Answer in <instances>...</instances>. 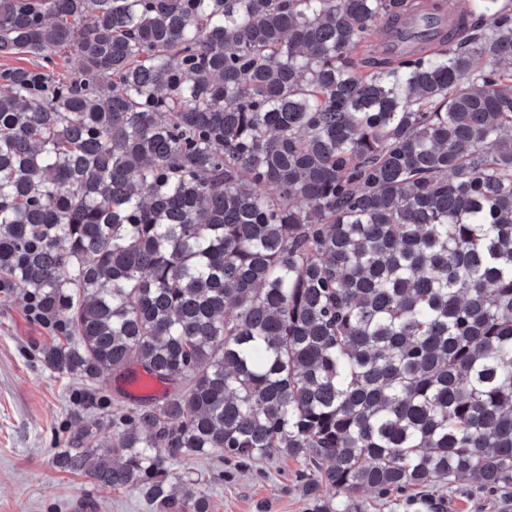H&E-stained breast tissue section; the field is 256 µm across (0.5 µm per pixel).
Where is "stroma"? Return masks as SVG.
I'll return each instance as SVG.
<instances>
[{"mask_svg":"<svg viewBox=\"0 0 512 512\" xmlns=\"http://www.w3.org/2000/svg\"><path fill=\"white\" fill-rule=\"evenodd\" d=\"M56 336L30 316L28 303L0 291V512H150L133 489H103L56 470L51 459L76 431L74 410L88 388L54 373L41 350ZM298 464L273 456L262 469L214 456L178 460V473H201L212 512H307Z\"/></svg>","mask_w":512,"mask_h":512,"instance_id":"35a3bbf8","label":"stroma"}]
</instances>
